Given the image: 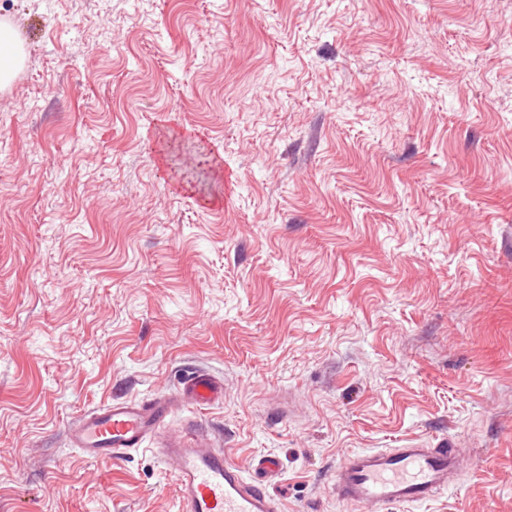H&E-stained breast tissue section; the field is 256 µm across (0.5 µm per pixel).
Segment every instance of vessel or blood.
<instances>
[{"mask_svg":"<svg viewBox=\"0 0 512 512\" xmlns=\"http://www.w3.org/2000/svg\"><path fill=\"white\" fill-rule=\"evenodd\" d=\"M223 400L221 379L189 369L175 391L145 400L115 398L84 412L68 426L67 436L83 457L104 464L153 444L157 456L174 468L181 512H282L268 487L280 469L277 459H259L249 477L195 422L174 426L180 408L201 409ZM468 472L462 450L449 445L368 448L337 465L331 490L342 503L380 512L431 501L462 484Z\"/></svg>","mask_w":512,"mask_h":512,"instance_id":"obj_1","label":"vessel or blood"}]
</instances>
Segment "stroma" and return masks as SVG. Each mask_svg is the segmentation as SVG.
Masks as SVG:
<instances>
[{"instance_id": "1", "label": "stroma", "mask_w": 512, "mask_h": 512, "mask_svg": "<svg viewBox=\"0 0 512 512\" xmlns=\"http://www.w3.org/2000/svg\"><path fill=\"white\" fill-rule=\"evenodd\" d=\"M0 512H180L66 428L203 368L183 410L283 512H362V448L464 449L386 512H512V0H0ZM218 155L177 182L159 139ZM25 60L24 47L15 28L0 21V89L7 87Z\"/></svg>"}]
</instances>
